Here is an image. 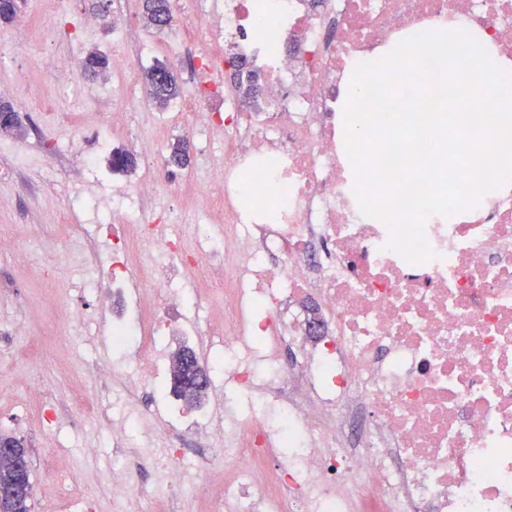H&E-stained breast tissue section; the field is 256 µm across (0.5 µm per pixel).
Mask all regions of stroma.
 I'll return each instance as SVG.
<instances>
[{
  "label": "stroma",
  "mask_w": 512,
  "mask_h": 512,
  "mask_svg": "<svg viewBox=\"0 0 512 512\" xmlns=\"http://www.w3.org/2000/svg\"><path fill=\"white\" fill-rule=\"evenodd\" d=\"M14 21H0V53L16 28L28 40L26 56L0 63L1 101L27 109L17 130L0 131V165L19 164L18 174L0 179V433L16 437L30 460V481L43 495L32 512H46V499H58L60 480L69 476L81 489L90 512H154L146 501L120 510L112 500L113 419L138 408H155L151 384L135 360L115 367L107 327L112 313L89 286L95 264L74 252L68 264L54 266L66 248L56 228L59 214L75 208L76 196L111 204L127 181L99 186L90 173L70 163L66 181L46 180L42 171L58 142L70 139L77 151L97 148L95 135L82 129L89 112H124L127 99L111 68L97 73L77 69L68 83L54 75L59 58L84 61L105 53L112 14L120 12L142 46L165 39L148 19L143 0H18ZM91 14L96 35L77 40L73 18ZM54 266L52 278L43 271ZM93 399L102 417H88L80 398ZM58 407L46 422L44 401Z\"/></svg>",
  "instance_id": "stroma-1"
}]
</instances>
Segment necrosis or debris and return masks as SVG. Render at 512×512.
Masks as SVG:
<instances>
[{
	"instance_id": "necrosis-or-debris-1",
	"label": "necrosis or debris",
	"mask_w": 512,
	"mask_h": 512,
	"mask_svg": "<svg viewBox=\"0 0 512 512\" xmlns=\"http://www.w3.org/2000/svg\"><path fill=\"white\" fill-rule=\"evenodd\" d=\"M194 0L197 73L208 96L176 112L213 156L179 176L139 170L112 224L118 257L96 293L112 306L113 347H135L153 385L163 340L220 336L212 372L251 395L185 416L166 407L167 447L132 454L112 476L116 502L148 492L143 465L183 464L178 441L224 439L229 467L199 489L204 512H512V186L456 221L431 216L436 259L389 249L354 193L336 105L360 55L451 18L512 59V0ZM233 68L238 91L224 88ZM197 206L193 241L174 231L164 188ZM207 288L218 304L185 318Z\"/></svg>"
}]
</instances>
